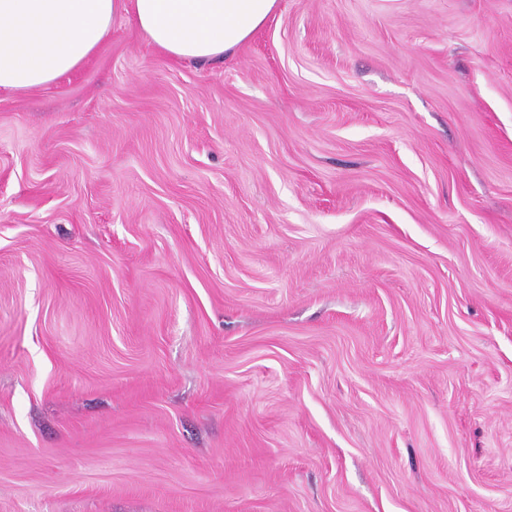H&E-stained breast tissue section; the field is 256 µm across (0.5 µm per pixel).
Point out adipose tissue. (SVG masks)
Returning <instances> with one entry per match:
<instances>
[{"label":"adipose tissue","instance_id":"adipose-tissue-1","mask_svg":"<svg viewBox=\"0 0 512 512\" xmlns=\"http://www.w3.org/2000/svg\"><path fill=\"white\" fill-rule=\"evenodd\" d=\"M278 0H0V92H26L79 69L126 14L175 60L221 58L247 42Z\"/></svg>","mask_w":512,"mask_h":512}]
</instances>
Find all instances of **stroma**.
Returning <instances> with one entry per match:
<instances>
[{
    "instance_id": "stroma-1",
    "label": "stroma",
    "mask_w": 512,
    "mask_h": 512,
    "mask_svg": "<svg viewBox=\"0 0 512 512\" xmlns=\"http://www.w3.org/2000/svg\"><path fill=\"white\" fill-rule=\"evenodd\" d=\"M0 512H512V0L1 91Z\"/></svg>"
}]
</instances>
